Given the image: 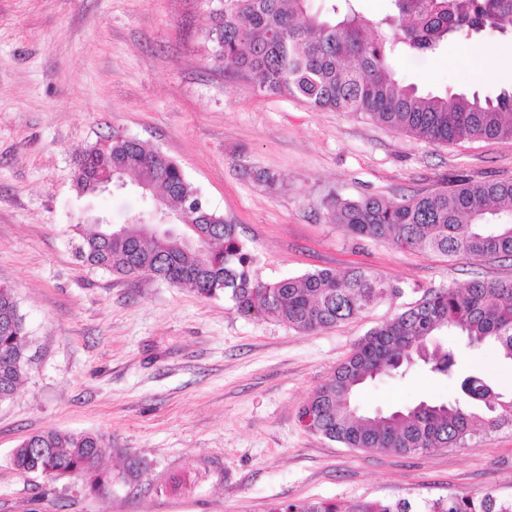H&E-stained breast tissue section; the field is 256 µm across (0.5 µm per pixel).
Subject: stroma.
<instances>
[{
	"label": "stroma",
	"instance_id": "1",
	"mask_svg": "<svg viewBox=\"0 0 512 512\" xmlns=\"http://www.w3.org/2000/svg\"><path fill=\"white\" fill-rule=\"evenodd\" d=\"M209 0H0V284L26 324V374L0 403V512H269L282 501L512 499V426L423 453L348 448L305 429L302 404L377 324L431 288L512 280V260L446 256L357 240L332 224L333 195H421L458 176L512 179V140L431 144L347 112L229 83L205 52ZM395 59L398 79L434 93L496 96L512 86V40ZM118 133L159 147L218 214L237 224L266 281L361 266L403 287L355 319L298 333L238 315L149 276H119L76 255V225L125 223L149 202L135 187L78 196L80 149ZM461 365L512 393V363L459 346ZM452 382L415 369L357 395L366 412L451 401ZM99 432L143 468L103 492L18 472L10 454L49 430Z\"/></svg>",
	"mask_w": 512,
	"mask_h": 512
}]
</instances>
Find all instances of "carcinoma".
I'll use <instances>...</instances> for the list:
<instances>
[{"label":"carcinoma","mask_w":512,"mask_h":512,"mask_svg":"<svg viewBox=\"0 0 512 512\" xmlns=\"http://www.w3.org/2000/svg\"><path fill=\"white\" fill-rule=\"evenodd\" d=\"M206 34L208 59L231 81L255 91L300 99L316 110L350 112L429 143L476 138L512 139V88L494 97L466 92L436 94L394 77L390 59L432 57L448 39L512 37V0H386L376 27L360 0H214ZM158 147L106 134L78 154L74 182L98 180L107 162L138 180L154 182L167 209L188 210L197 244L178 237H146L131 219L123 237L107 242L104 226L80 232L85 262L123 276L149 275L188 285L205 298H227L244 317H274L298 333L323 330L355 318L404 293L398 284L360 267L319 270L264 281L238 235L217 214L171 158L158 163ZM332 223L354 237L398 249L420 247L448 255L512 258V180L474 183L460 176L430 194L397 200L367 196L330 198ZM24 317L15 289L0 286V393L17 390L26 372ZM458 336L512 361V281L474 280L463 288H438L392 319L373 327L351 355L299 410L304 427L348 448L423 452L464 446L478 428L512 425V396L485 379L460 371L456 352L441 341ZM454 379L460 397L421 401L405 410L366 414L355 395L367 382L414 367ZM112 439L95 432L46 430L12 452L22 473L48 481L76 473L94 491L112 486L101 468ZM270 512H413L410 501H360L345 511L328 500L281 502ZM425 512H512V500L493 492L451 495Z\"/></svg>","instance_id":"obj_1"}]
</instances>
